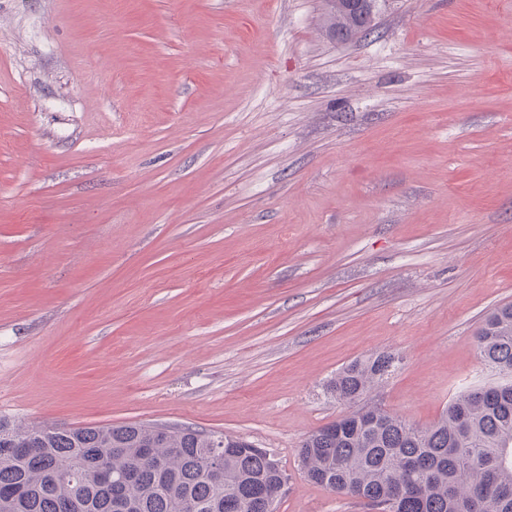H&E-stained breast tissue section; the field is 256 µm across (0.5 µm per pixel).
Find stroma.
<instances>
[{"label":"stroma","instance_id":"1","mask_svg":"<svg viewBox=\"0 0 512 512\" xmlns=\"http://www.w3.org/2000/svg\"><path fill=\"white\" fill-rule=\"evenodd\" d=\"M0 0V417L163 423L269 449L276 512H368L309 482L326 390L419 426L497 382L512 303V0ZM334 1L335 4H326L327 6V27L328 31H333L334 33L342 32L343 29H346L349 25V20L351 23L350 30H344L343 33L336 37L333 36L334 40H338L341 42L348 41L353 39L354 37L363 34L371 29L373 26L370 20L373 18L372 10L370 13L369 7L375 2V0H341L343 3L348 5L347 11L349 12V19L344 14L342 9L337 5L336 0H327ZM368 20L366 23H363L364 20ZM395 361L392 353L382 352L363 361H355L343 367L328 384L336 401L355 403L374 386L387 377Z\"/></svg>","mask_w":512,"mask_h":512}]
</instances>
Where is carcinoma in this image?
I'll return each instance as SVG.
<instances>
[{"label":"carcinoma","mask_w":512,"mask_h":512,"mask_svg":"<svg viewBox=\"0 0 512 512\" xmlns=\"http://www.w3.org/2000/svg\"><path fill=\"white\" fill-rule=\"evenodd\" d=\"M348 25L327 5L328 30ZM476 348L505 381L461 391L426 427L379 407L326 424L299 450L308 480L376 512H512V305L485 319ZM394 361L382 352L352 362L327 390L352 404ZM283 477L268 450L224 433L0 417V512H267Z\"/></svg>","instance_id":"1"}]
</instances>
